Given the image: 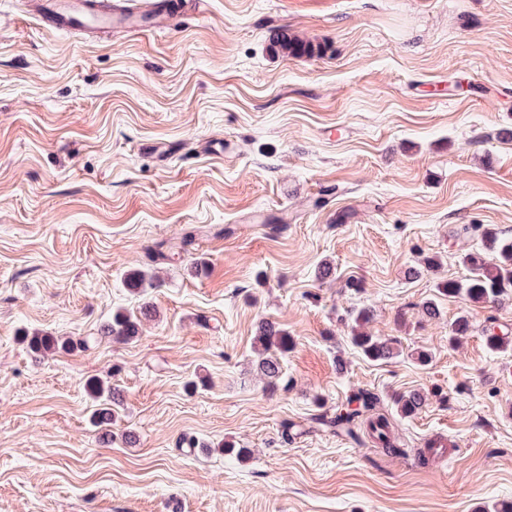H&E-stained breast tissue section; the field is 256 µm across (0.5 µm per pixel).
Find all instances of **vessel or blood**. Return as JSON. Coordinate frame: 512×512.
<instances>
[{"label": "vessel or blood", "mask_w": 512, "mask_h": 512, "mask_svg": "<svg viewBox=\"0 0 512 512\" xmlns=\"http://www.w3.org/2000/svg\"><path fill=\"white\" fill-rule=\"evenodd\" d=\"M40 25L53 32L70 34L87 42L104 36L141 34L166 23L180 26L183 18L196 13L201 0H31Z\"/></svg>", "instance_id": "vessel-or-blood-1"}]
</instances>
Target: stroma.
<instances>
[{
    "mask_svg": "<svg viewBox=\"0 0 512 512\" xmlns=\"http://www.w3.org/2000/svg\"><path fill=\"white\" fill-rule=\"evenodd\" d=\"M280 27L326 56L274 53ZM505 128L512 0H204L178 30L100 43L0 0V512L512 502V347L486 342L512 330V298L436 288L468 278L479 227L512 238ZM425 256L439 267L418 271ZM137 266L160 287L129 291ZM429 299L439 319L423 317ZM146 301L138 339L101 336ZM361 308L397 358L352 347ZM262 319L293 339L274 387L253 363ZM27 331L78 346L36 361ZM91 381L120 392L109 427L89 421ZM361 390L402 453L318 424ZM413 390L426 403L401 416L394 399ZM434 433L447 461L424 452Z\"/></svg>",
    "mask_w": 512,
    "mask_h": 512,
    "instance_id": "1",
    "label": "stroma"
}]
</instances>
